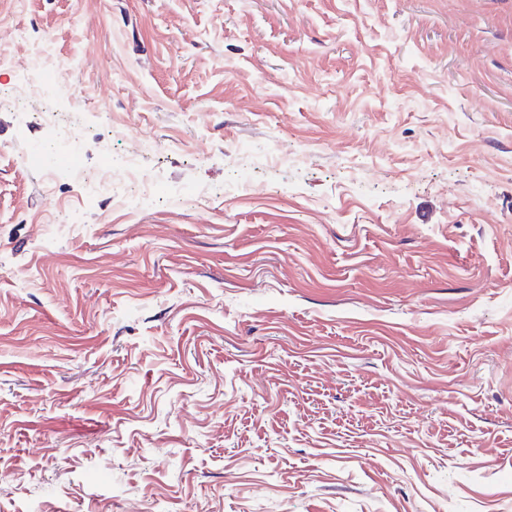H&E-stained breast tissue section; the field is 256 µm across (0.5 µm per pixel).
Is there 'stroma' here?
Returning a JSON list of instances; mask_svg holds the SVG:
<instances>
[{"label":"stroma","instance_id":"1","mask_svg":"<svg viewBox=\"0 0 512 512\" xmlns=\"http://www.w3.org/2000/svg\"><path fill=\"white\" fill-rule=\"evenodd\" d=\"M49 43L81 114L14 74ZM0 512H512V0H0ZM137 157L133 209L22 158Z\"/></svg>","mask_w":512,"mask_h":512}]
</instances>
